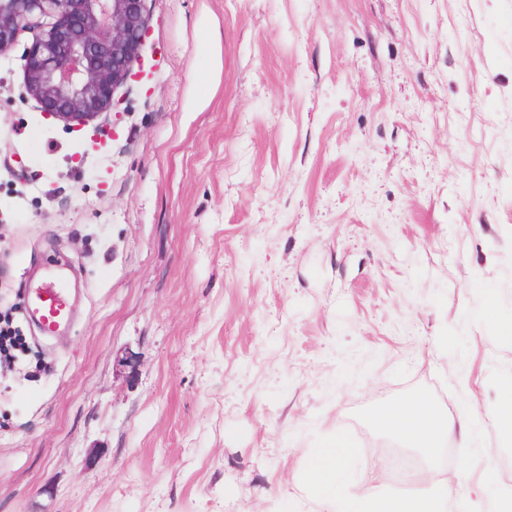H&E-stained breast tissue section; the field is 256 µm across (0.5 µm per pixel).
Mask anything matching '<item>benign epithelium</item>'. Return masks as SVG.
I'll return each instance as SVG.
<instances>
[{
  "instance_id": "1",
  "label": "benign epithelium",
  "mask_w": 512,
  "mask_h": 512,
  "mask_svg": "<svg viewBox=\"0 0 512 512\" xmlns=\"http://www.w3.org/2000/svg\"><path fill=\"white\" fill-rule=\"evenodd\" d=\"M146 0H0V54L28 35L25 93L65 127L118 106L135 81L148 31Z\"/></svg>"
}]
</instances>
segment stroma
<instances>
[{
	"label": "stroma",
	"instance_id": "obj_1",
	"mask_svg": "<svg viewBox=\"0 0 512 512\" xmlns=\"http://www.w3.org/2000/svg\"><path fill=\"white\" fill-rule=\"evenodd\" d=\"M146 75L64 128L0 55V512H328L409 494L369 417L512 395V0H147ZM55 259L73 320L24 290ZM453 499L512 437L452 440ZM25 341L23 337L12 329L10 320L5 317L4 325L0 326V359L12 361L15 358L16 351L25 350ZM347 444L341 438H334L324 444L323 449L319 453L315 472L319 483L326 485L331 484L335 480L337 465L347 458Z\"/></svg>",
	"mask_w": 512,
	"mask_h": 512
}]
</instances>
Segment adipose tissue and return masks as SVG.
I'll return each mask as SVG.
<instances>
[{
	"label": "adipose tissue",
	"mask_w": 512,
	"mask_h": 512,
	"mask_svg": "<svg viewBox=\"0 0 512 512\" xmlns=\"http://www.w3.org/2000/svg\"><path fill=\"white\" fill-rule=\"evenodd\" d=\"M464 414L465 421L454 422L427 397L413 395L379 408L371 414L370 422L406 447L417 449L424 461L432 464L454 430L468 432L469 420L479 416L478 410L472 405L465 408ZM332 508L333 512H447L448 488L443 485L426 489L403 502L380 488L363 498H352L339 491L332 499Z\"/></svg>",
	"instance_id": "ef3b65f1"
}]
</instances>
